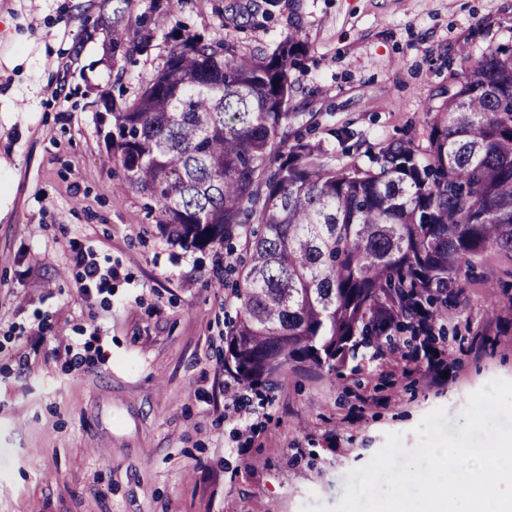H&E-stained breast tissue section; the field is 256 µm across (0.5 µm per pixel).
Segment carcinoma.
Wrapping results in <instances>:
<instances>
[{"instance_id": "1", "label": "carcinoma", "mask_w": 512, "mask_h": 512, "mask_svg": "<svg viewBox=\"0 0 512 512\" xmlns=\"http://www.w3.org/2000/svg\"><path fill=\"white\" fill-rule=\"evenodd\" d=\"M136 0H112V57ZM164 67L110 113L105 137L126 186L158 205L157 225L186 251L234 249L238 301L224 369L270 391L291 364L336 373L360 350L431 336L490 249L512 257V52L489 48L440 107L426 145L379 144L370 164L324 162L289 142V66L305 45L270 53L174 34Z\"/></svg>"}]
</instances>
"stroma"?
Segmentation results:
<instances>
[{"label":"stroma","mask_w":512,"mask_h":512,"mask_svg":"<svg viewBox=\"0 0 512 512\" xmlns=\"http://www.w3.org/2000/svg\"><path fill=\"white\" fill-rule=\"evenodd\" d=\"M111 19L112 0H0V512L333 507L388 434L414 447L438 407L457 434L471 393L512 380V258L478 261L443 335L338 374L289 367L234 423L224 338L245 249L162 235L99 120L163 68L171 32L249 55L296 30L290 134L364 164L382 140H424L426 104L512 46V0H137L126 27L147 47L128 64ZM79 251L112 277L84 285Z\"/></svg>","instance_id":"obj_1"}]
</instances>
